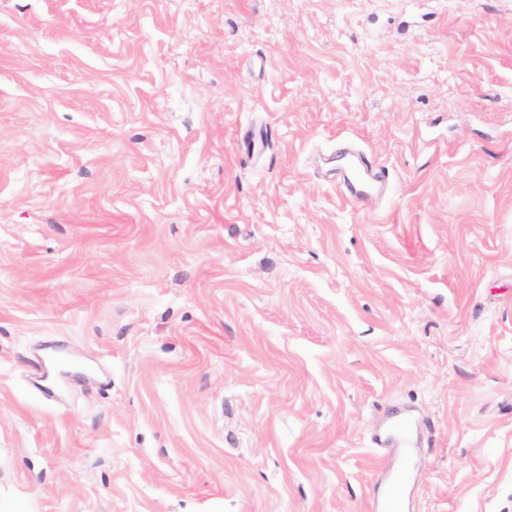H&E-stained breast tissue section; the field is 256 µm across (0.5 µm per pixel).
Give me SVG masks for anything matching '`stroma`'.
Listing matches in <instances>:
<instances>
[{"label":"stroma","instance_id":"stroma-1","mask_svg":"<svg viewBox=\"0 0 512 512\" xmlns=\"http://www.w3.org/2000/svg\"><path fill=\"white\" fill-rule=\"evenodd\" d=\"M402 407L512 512V0H0V512H369ZM354 152L338 167L341 184L354 192H365L378 183L388 185L384 166L367 152Z\"/></svg>","mask_w":512,"mask_h":512}]
</instances>
